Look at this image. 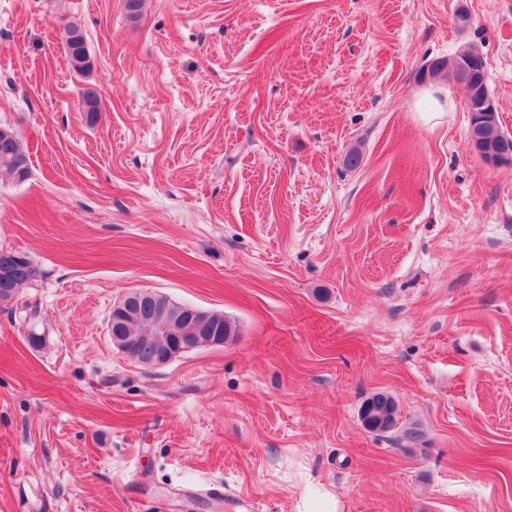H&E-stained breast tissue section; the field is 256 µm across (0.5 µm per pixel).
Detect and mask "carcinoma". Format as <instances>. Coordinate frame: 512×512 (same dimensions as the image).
<instances>
[{
    "mask_svg": "<svg viewBox=\"0 0 512 512\" xmlns=\"http://www.w3.org/2000/svg\"><path fill=\"white\" fill-rule=\"evenodd\" d=\"M82 35V28L75 22H69L63 27V48L72 69L81 75L91 68L89 54L80 48ZM448 66L451 67L453 79L462 89L473 90V94L466 97V103L470 123L474 124L475 149L486 161L492 158L498 164H512V137L500 130L497 112L484 116L475 111V108L490 98L484 58L477 51L467 49L459 52L450 62H432L428 71L435 75ZM5 130L8 131V135L0 136V172L23 183L31 176L30 156L18 133L10 126L5 127ZM43 276L44 272L30 256L17 252L12 258L11 279L3 285L0 284V290H6V297H14L21 289L34 285ZM126 309L131 318L129 335L135 337L129 356L139 364L152 366L158 352L165 347L158 335V318L154 308L151 304L132 297L127 301ZM200 330L206 333L213 332L226 339L236 334L235 327L219 313L202 326L195 322H190L186 326V331L190 335ZM363 408L367 409L369 414L366 424L368 430L377 434H386L394 430L398 409L390 395L377 393L364 403Z\"/></svg>",
    "mask_w": 512,
    "mask_h": 512,
    "instance_id": "carcinoma-1",
    "label": "carcinoma"
}]
</instances>
